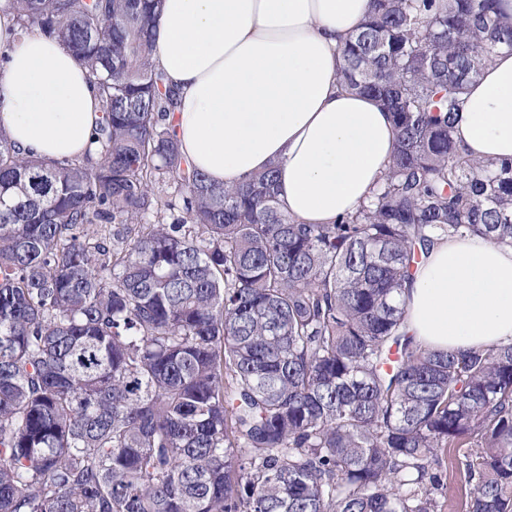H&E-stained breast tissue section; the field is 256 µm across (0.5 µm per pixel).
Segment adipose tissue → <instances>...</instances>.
Segmentation results:
<instances>
[{
  "mask_svg": "<svg viewBox=\"0 0 512 512\" xmlns=\"http://www.w3.org/2000/svg\"><path fill=\"white\" fill-rule=\"evenodd\" d=\"M369 11L370 0H161L154 59L180 91L184 157L227 187L277 167L280 206L298 223L353 214L396 144L388 112L341 85V49ZM15 30L0 0V128L21 154L82 159L101 111L87 69L58 40ZM454 135L470 158L512 157L511 51L470 84ZM402 300L432 347L512 343V246L440 240Z\"/></svg>",
  "mask_w": 512,
  "mask_h": 512,
  "instance_id": "adipose-tissue-1",
  "label": "adipose tissue"
}]
</instances>
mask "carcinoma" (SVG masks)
Wrapping results in <instances>:
<instances>
[{"mask_svg":"<svg viewBox=\"0 0 512 512\" xmlns=\"http://www.w3.org/2000/svg\"><path fill=\"white\" fill-rule=\"evenodd\" d=\"M15 2L102 116L81 160L0 129V512H442L449 448L468 512H512V344L425 345L401 302L437 241L512 244V158L453 136L512 50L500 0H371L343 84L396 148L334 224L292 222L273 167L224 188L189 165L160 0Z\"/></svg>","mask_w":512,"mask_h":512,"instance_id":"1","label":"carcinoma"}]
</instances>
